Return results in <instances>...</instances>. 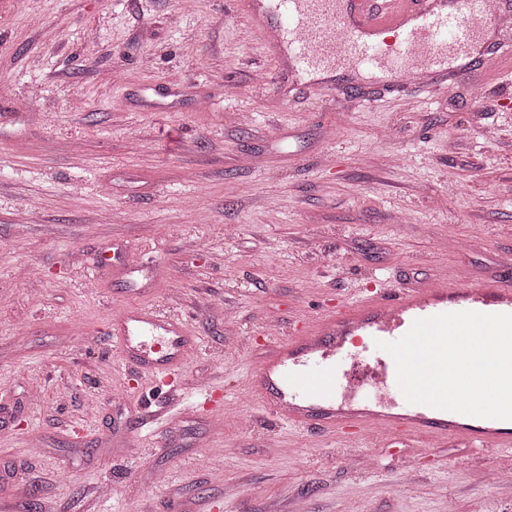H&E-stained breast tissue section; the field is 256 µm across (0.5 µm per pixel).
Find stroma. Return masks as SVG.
Returning a JSON list of instances; mask_svg holds the SVG:
<instances>
[{"instance_id":"35a3bbf8","label":"stroma","mask_w":512,"mask_h":512,"mask_svg":"<svg viewBox=\"0 0 512 512\" xmlns=\"http://www.w3.org/2000/svg\"><path fill=\"white\" fill-rule=\"evenodd\" d=\"M283 68L235 0H0V512H512V453L345 446L245 386L297 316L512 256V58L330 103ZM130 309L195 338L161 416Z\"/></svg>"}]
</instances>
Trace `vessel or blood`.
Masks as SVG:
<instances>
[{
	"instance_id": "obj_1",
	"label": "vessel or blood",
	"mask_w": 512,
	"mask_h": 512,
	"mask_svg": "<svg viewBox=\"0 0 512 512\" xmlns=\"http://www.w3.org/2000/svg\"><path fill=\"white\" fill-rule=\"evenodd\" d=\"M242 7L272 56L289 57L326 88L332 73L351 67L401 86L417 59L425 62L430 85H445L448 61L464 63L482 50L491 16L485 0L468 8L463 0H244ZM459 311L512 314V262L475 285L403 287L389 280L317 325L299 321L247 385L266 412L307 433L359 443L374 436L401 442L422 432L484 452L511 447L512 422L491 426L408 403L392 356L378 347L401 339L415 320ZM116 324L124 330L119 353L158 379L165 402L178 400V371L191 342L186 325L150 310L125 314ZM355 332L364 341L353 351L344 337Z\"/></svg>"
}]
</instances>
